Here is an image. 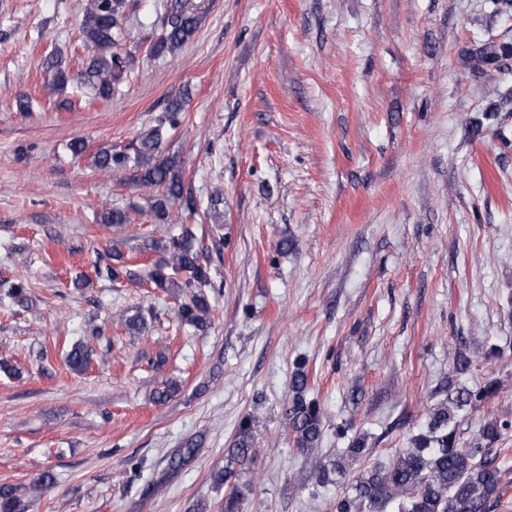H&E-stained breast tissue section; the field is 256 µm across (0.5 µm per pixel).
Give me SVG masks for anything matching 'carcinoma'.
Returning <instances> with one entry per match:
<instances>
[{
	"instance_id": "obj_1",
	"label": "carcinoma",
	"mask_w": 512,
	"mask_h": 512,
	"mask_svg": "<svg viewBox=\"0 0 512 512\" xmlns=\"http://www.w3.org/2000/svg\"><path fill=\"white\" fill-rule=\"evenodd\" d=\"M125 5L126 0H88L81 23L91 55L77 79L100 100L107 101L114 96L127 69L128 57L115 51L119 46L117 36L122 29ZM199 24L200 15L189 8L185 0H170L162 32L152 51L161 54L177 49L196 32ZM44 69L58 90L65 89L71 82L70 71L56 54L45 59ZM183 110L184 98L172 99L157 124L140 133L134 154L100 150L92 160L93 166L101 172L116 175L129 170L133 172L135 183L161 189L152 204V213L162 222L169 220V206L183 196L182 166L161 148L167 130L180 124ZM130 221L128 210L114 207L103 212L98 223L128 224ZM152 248L165 252L167 260L148 274L150 282L179 301L177 312L181 324L206 328L211 323V305L202 289L210 286L211 266L201 261L192 230L184 227L178 235L152 242ZM121 259L119 254L114 256L115 263L97 268L98 275L118 283L123 279L131 280V273ZM168 268L176 273L185 271L189 276L184 280L175 279L166 273ZM0 289L12 303L28 306L25 283L3 279ZM90 362L91 351L75 343L67 355L69 367L82 371ZM305 367V359L296 360L292 373L293 396L287 411L288 435L294 447L303 453L318 447L324 430L318 404L306 399ZM499 387L497 379H489L476 389L456 385L454 379H448V398L431 408L425 427L409 438V447L393 455L387 463L357 476L349 491L336 498V512H386L390 506L397 512H491L505 484V473L497 463L494 444L512 428V423L487 418L464 439L460 437L459 412L493 397ZM198 451L197 444L190 442L172 453L165 475L151 485L150 491H162L167 479L191 463ZM257 458L251 422L245 419L232 448L228 449V465L213 472V482L228 483L237 467H249ZM16 507V488L0 485V512H16Z\"/></svg>"
}]
</instances>
